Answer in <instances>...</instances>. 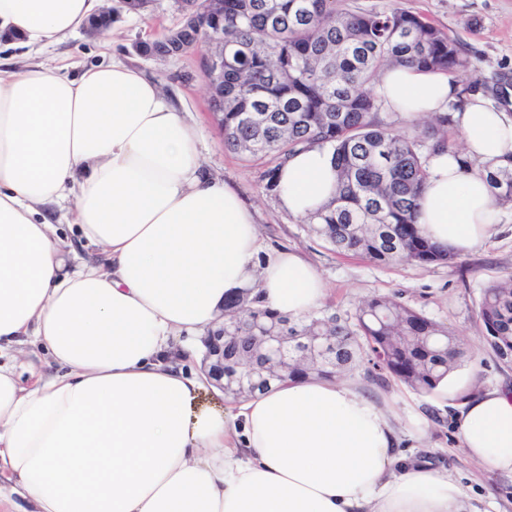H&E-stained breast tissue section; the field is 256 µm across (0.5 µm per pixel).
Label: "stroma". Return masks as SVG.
<instances>
[{
	"label": "stroma",
	"mask_w": 512,
	"mask_h": 512,
	"mask_svg": "<svg viewBox=\"0 0 512 512\" xmlns=\"http://www.w3.org/2000/svg\"><path fill=\"white\" fill-rule=\"evenodd\" d=\"M342 5L349 10L394 6L423 15L457 39L471 62L468 69L452 75L456 88H470L494 103L512 96V0H342ZM180 20L175 0H148L141 13L115 17L110 33L94 35L83 28L43 47L1 43L0 56L19 66H56L72 77L87 67L112 62L136 68L192 119L206 168L236 188L254 210L263 236L273 245L299 249L318 268L328 289L323 312L350 319L367 299L390 295L455 333L469 357L432 394L416 393L391 376L380 384L359 371L346 373L345 378L393 416L402 433V455L448 471L467 488L477 512H512V476L471 462L457 445L453 421V412L463 401L495 387L512 386V362L500 359L488 345L477 316L484 285L512 276V203L502 204L501 221L484 248L458 254L452 264L386 266L337 253L309 231L304 219L279 210L274 193L265 189V161L225 152L224 135L206 92L205 49L166 58L135 52V43L161 36Z\"/></svg>",
	"instance_id": "obj_1"
}]
</instances>
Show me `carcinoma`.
I'll return each instance as SVG.
<instances>
[{
    "mask_svg": "<svg viewBox=\"0 0 512 512\" xmlns=\"http://www.w3.org/2000/svg\"><path fill=\"white\" fill-rule=\"evenodd\" d=\"M340 0H224L217 16L203 0L186 6L189 17L176 36L135 44L143 52L176 55L224 39V89L213 96L224 113V150L245 157L273 156L266 190L301 148L327 147L337 168L336 193L306 217L312 231L339 253L382 265L447 264L452 249L418 226L430 156L451 149L447 112L431 116L427 146L394 132L378 118L373 87L389 66L456 74L468 60L458 42L423 17L398 8L352 12ZM501 201H512V158L484 167ZM479 321L486 341L512 359V278L482 290ZM224 335L255 336L254 323L288 332V365L278 379L335 377L362 361L367 377L386 371L418 393L436 390L468 357L461 339L440 323L389 296L365 301L349 322L335 314L289 322L267 308L261 292L246 290L224 304ZM336 334L335 350L316 359L302 342L319 327ZM242 347L224 342V376L237 372Z\"/></svg>",
    "mask_w": 512,
    "mask_h": 512,
    "instance_id": "1",
    "label": "carcinoma"
}]
</instances>
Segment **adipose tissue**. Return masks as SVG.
<instances>
[{
  "label": "adipose tissue",
  "instance_id": "ef3b65f1",
  "mask_svg": "<svg viewBox=\"0 0 512 512\" xmlns=\"http://www.w3.org/2000/svg\"><path fill=\"white\" fill-rule=\"evenodd\" d=\"M101 0H0V35L44 46L87 26ZM386 111H447L445 73L390 67ZM464 155L433 157L418 224L459 252L500 222L482 165L512 156V105L455 113ZM277 200L304 217L336 189L330 149L298 150ZM101 261H80L49 207ZM259 287L297 321L326 297L296 249L270 247L253 211L202 165L193 125L136 70L76 78L0 69V512H473L447 471L401 457L399 430L353 382L287 379L226 409L185 368L225 300ZM33 339L36 360L22 358ZM469 459L512 473V390L464 402Z\"/></svg>",
  "mask_w": 512,
  "mask_h": 512
}]
</instances>
